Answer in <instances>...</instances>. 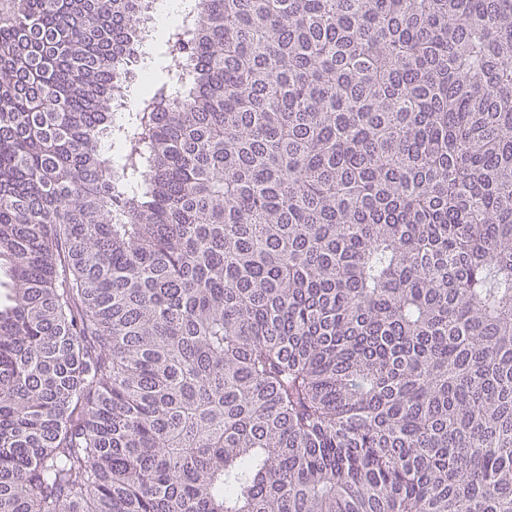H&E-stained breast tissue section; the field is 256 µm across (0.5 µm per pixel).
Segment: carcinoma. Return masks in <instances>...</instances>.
Listing matches in <instances>:
<instances>
[{"label": "carcinoma", "instance_id": "obj_1", "mask_svg": "<svg viewBox=\"0 0 512 512\" xmlns=\"http://www.w3.org/2000/svg\"><path fill=\"white\" fill-rule=\"evenodd\" d=\"M0 21V512H512V0Z\"/></svg>", "mask_w": 512, "mask_h": 512}]
</instances>
